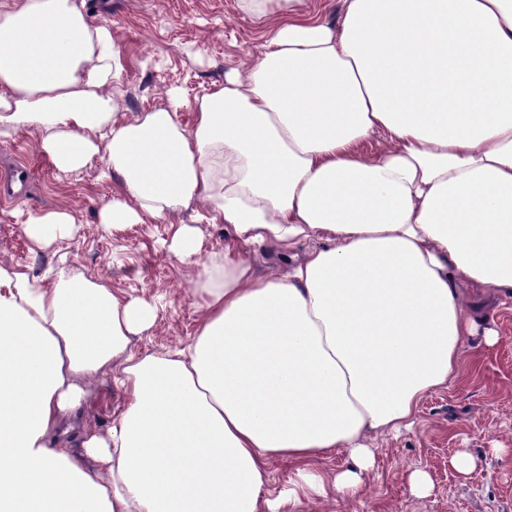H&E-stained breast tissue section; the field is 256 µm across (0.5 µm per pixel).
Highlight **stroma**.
I'll use <instances>...</instances> for the list:
<instances>
[{
    "label": "stroma",
    "instance_id": "stroma-1",
    "mask_svg": "<svg viewBox=\"0 0 512 512\" xmlns=\"http://www.w3.org/2000/svg\"><path fill=\"white\" fill-rule=\"evenodd\" d=\"M85 9L112 27L124 66L112 97L127 118L174 94L181 122L192 125L198 101L268 38L267 25L242 12L237 0H85ZM38 137L34 130L0 136V152L31 168L25 198L0 203V262L36 274L64 267L102 280L117 295L157 303L154 325L131 339L134 352L164 353L188 344L200 317L196 275L211 255L223 252L231 234L220 224L200 225V250L190 266L169 252L173 228L165 221L101 226L98 208L118 192V181L99 179L97 158L79 171L57 170L38 152ZM57 208L74 213L78 229L37 250L22 226L30 215ZM484 311L497 342L489 347L482 335L470 337L459 374L426 394L414 426L378 438L362 489L303 502L297 512H512V297L489 300ZM120 370L113 362L93 386L84 413L91 429L105 431L121 410L123 394L113 382ZM461 453L474 458L471 470L455 468ZM416 471L428 474L429 494L411 493L409 476Z\"/></svg>",
    "mask_w": 512,
    "mask_h": 512
}]
</instances>
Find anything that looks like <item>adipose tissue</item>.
<instances>
[{
    "mask_svg": "<svg viewBox=\"0 0 512 512\" xmlns=\"http://www.w3.org/2000/svg\"><path fill=\"white\" fill-rule=\"evenodd\" d=\"M268 2L238 0L270 36L186 127L168 105L118 118L120 55L82 0H0V129H39L63 172L100 157L123 187L101 225L195 203L288 261L262 274L225 247L191 342L146 355L151 304L0 263V512H292L326 497L313 463L335 448L333 486L357 494L376 438L460 371L472 293L512 290V0H343L336 26ZM74 226L23 232L46 249ZM117 359L124 406L75 454ZM275 460L294 472L271 498Z\"/></svg>",
    "mask_w": 512,
    "mask_h": 512,
    "instance_id": "ef3b65f1",
    "label": "adipose tissue"
}]
</instances>
